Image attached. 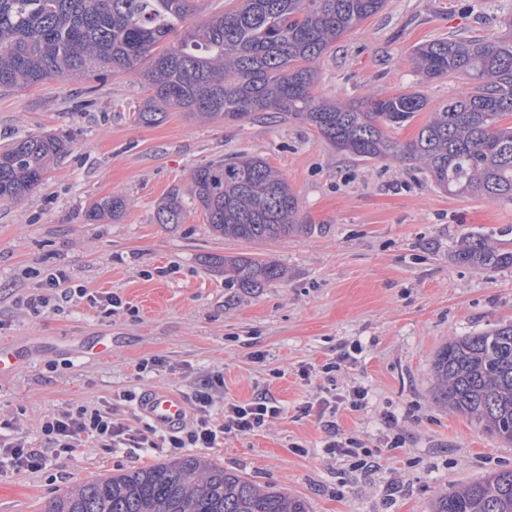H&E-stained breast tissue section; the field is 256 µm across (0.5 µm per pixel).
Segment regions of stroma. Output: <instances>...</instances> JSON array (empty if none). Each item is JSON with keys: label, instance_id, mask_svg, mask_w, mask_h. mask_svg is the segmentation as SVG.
<instances>
[{"label": "stroma", "instance_id": "35a3bbf8", "mask_svg": "<svg viewBox=\"0 0 512 512\" xmlns=\"http://www.w3.org/2000/svg\"><path fill=\"white\" fill-rule=\"evenodd\" d=\"M510 17L512 0H387L322 57L314 92L345 102L417 90L437 105L463 86L455 78L422 82L410 68L412 49L438 37L496 35ZM147 95L137 73L109 70L0 92V147L30 133L72 143L28 198L0 203V343L112 339L108 356L38 352L0 378V434L23 432L40 448L44 415L92 404L112 405L137 426L135 404L113 402V394L170 389L189 399L201 379L218 374L223 400L246 403L265 386L284 412L210 456L303 498L310 512H431L448 485L511 469L512 444L435 402L432 361L449 337L512 321V269L485 274L455 259L465 234L512 239V205L448 194L405 162L354 160L273 113L215 124L173 111L145 126L136 113ZM237 153L281 171L310 231L265 244L212 231L190 203L191 173ZM174 191L188 201L183 222L157 223ZM114 194L127 203L121 217L88 220L90 205ZM253 254L275 260L287 278L242 288L212 264ZM58 269L72 286L120 296L134 314L107 316L79 299L59 311L31 310L28 299ZM351 345L358 359L336 386H364L368 397L360 410L340 408L336 424L369 450L367 471L323 453L317 414L299 413L315 392L300 369ZM151 357L162 366L139 372ZM298 443L305 453L295 452ZM175 456L87 439L41 470L0 469V512H42L77 482Z\"/></svg>", "mask_w": 512, "mask_h": 512}]
</instances>
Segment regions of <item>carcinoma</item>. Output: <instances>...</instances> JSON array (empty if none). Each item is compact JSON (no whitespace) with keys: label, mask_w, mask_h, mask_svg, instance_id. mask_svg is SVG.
Segmentation results:
<instances>
[{"label":"carcinoma","mask_w":512,"mask_h":512,"mask_svg":"<svg viewBox=\"0 0 512 512\" xmlns=\"http://www.w3.org/2000/svg\"><path fill=\"white\" fill-rule=\"evenodd\" d=\"M385 2L240 0L189 24L191 0H0V90L109 67L136 70L150 91L137 113L144 125L163 122L170 110L233 124L274 112L310 125L358 160L411 162L445 192L511 205L512 18L494 38H438L415 47L413 69L425 80L458 78L467 88L435 106L408 142L392 130L427 107L420 92L370 93L357 104L312 93L321 57ZM172 34L178 39L158 50ZM67 152L69 142L55 134L0 147V202L24 199ZM191 181L192 203L220 236L262 243L311 228L301 223L287 180L261 157L211 160ZM124 207L123 197L112 195L90 213L115 218ZM184 215L185 202L174 193L155 218L180 224ZM455 257L483 272L512 268V242L466 235ZM218 267L244 287L286 277L280 264L259 257L226 256ZM432 374L437 402L512 443V321L450 337ZM42 512H308V504L188 455L81 482ZM432 512H512V469L449 487Z\"/></svg>","instance_id":"cac0c4a2"}]
</instances>
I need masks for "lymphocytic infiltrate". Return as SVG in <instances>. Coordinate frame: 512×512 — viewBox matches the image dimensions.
Masks as SVG:
<instances>
[{
    "instance_id": "lymphocytic-infiltrate-1",
    "label": "lymphocytic infiltrate",
    "mask_w": 512,
    "mask_h": 512,
    "mask_svg": "<svg viewBox=\"0 0 512 512\" xmlns=\"http://www.w3.org/2000/svg\"><path fill=\"white\" fill-rule=\"evenodd\" d=\"M44 286L49 290L48 295L30 299L28 305L32 309L50 305L59 309L76 298L103 309L109 316L124 306L118 295H94L88 293L87 289L71 287L68 275L62 270L48 274ZM354 361L353 352L344 351L319 369H302L300 377L305 381L314 376L321 380L313 405L327 434L325 452L348 462L351 469L358 470L368 464L367 451L356 439L341 437L336 429L337 409L343 405L360 409L367 398L364 387L354 386L342 392L336 387L337 376ZM222 385L223 381L218 376L204 380L195 393L193 413L188 424L180 430L167 433L164 439H157V430L152 424L134 427L116 418L111 409L80 405L50 414L43 420L41 434L44 447H33L21 432L6 439L0 438V465L6 463L16 470H38L45 467L48 457L68 455L86 439L96 441L103 448H152L160 441L166 447L176 450L220 448L228 438L245 437L262 430L284 412L269 390L262 388L250 402L225 404L223 420L214 421L211 410L216 393Z\"/></svg>"
}]
</instances>
